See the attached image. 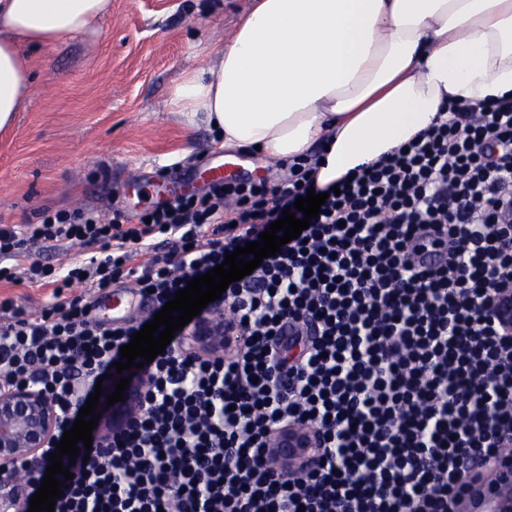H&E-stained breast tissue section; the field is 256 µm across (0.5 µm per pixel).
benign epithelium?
Here are the masks:
<instances>
[{"label": "benign epithelium", "mask_w": 512, "mask_h": 512, "mask_svg": "<svg viewBox=\"0 0 512 512\" xmlns=\"http://www.w3.org/2000/svg\"><path fill=\"white\" fill-rule=\"evenodd\" d=\"M240 343L235 332L226 327L220 306L206 308L182 333V348L195 356L220 358L225 347ZM140 390L125 391L117 405L119 418L127 423L136 418ZM59 425L55 405L37 386H0V483L17 484L5 465L20 458H34L47 447ZM270 459L274 475L286 477L300 473L317 459L316 440L311 429L285 425L273 436Z\"/></svg>", "instance_id": "obj_1"}]
</instances>
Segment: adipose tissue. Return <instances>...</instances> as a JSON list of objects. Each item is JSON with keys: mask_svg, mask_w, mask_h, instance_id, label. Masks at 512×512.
<instances>
[{"mask_svg": "<svg viewBox=\"0 0 512 512\" xmlns=\"http://www.w3.org/2000/svg\"><path fill=\"white\" fill-rule=\"evenodd\" d=\"M112 0H0V128L33 82L24 48L66 40ZM512 97V0H253L218 60L169 105L228 150L293 162L326 152L319 185L407 143L449 102Z\"/></svg>", "mask_w": 512, "mask_h": 512, "instance_id": "adipose-tissue-1", "label": "adipose tissue"}]
</instances>
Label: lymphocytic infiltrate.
<instances>
[{"mask_svg":"<svg viewBox=\"0 0 512 512\" xmlns=\"http://www.w3.org/2000/svg\"><path fill=\"white\" fill-rule=\"evenodd\" d=\"M317 158L288 180L241 179L164 199L147 220L45 211L0 224V280L51 291L38 315L0 301V383L35 384L70 430L144 321L114 324L71 294L132 285L154 310L277 221L313 187ZM512 98L452 103L448 116L329 196L300 238L221 299L242 347L197 358L177 343L143 368L137 423L93 431L88 461L54 512H450L467 467L512 471V334L490 301L512 277ZM87 257L55 268L47 247ZM444 253L436 266L420 263ZM313 426L317 463L272 474L266 442Z\"/></svg>","mask_w":512,"mask_h":512,"instance_id":"1","label":"lymphocytic infiltrate"}]
</instances>
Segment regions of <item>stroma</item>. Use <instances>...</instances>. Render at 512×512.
<instances>
[{"mask_svg": "<svg viewBox=\"0 0 512 512\" xmlns=\"http://www.w3.org/2000/svg\"><path fill=\"white\" fill-rule=\"evenodd\" d=\"M249 4L112 0L91 30L31 51L35 79L0 131V224H33L47 209L132 215L151 205L159 171L223 155L217 134L167 99L222 52Z\"/></svg>", "mask_w": 512, "mask_h": 512, "instance_id": "1", "label": "stroma"}]
</instances>
